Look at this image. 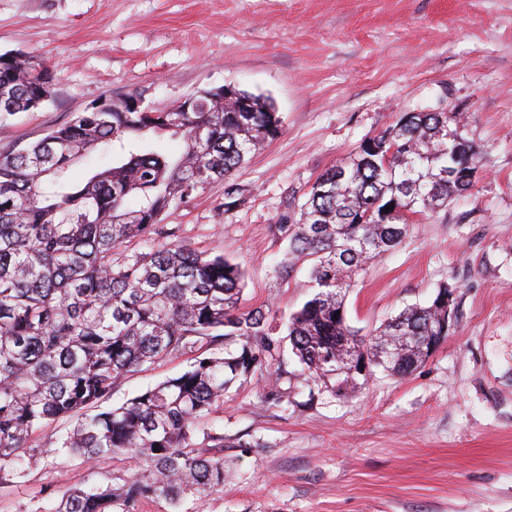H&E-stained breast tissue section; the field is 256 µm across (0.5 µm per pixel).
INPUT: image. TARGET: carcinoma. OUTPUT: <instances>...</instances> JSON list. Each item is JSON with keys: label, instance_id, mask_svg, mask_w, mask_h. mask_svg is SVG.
Segmentation results:
<instances>
[{"label": "carcinoma", "instance_id": "carcinoma-1", "mask_svg": "<svg viewBox=\"0 0 512 512\" xmlns=\"http://www.w3.org/2000/svg\"><path fill=\"white\" fill-rule=\"evenodd\" d=\"M56 77L22 53L0 60V113L52 99ZM198 112H119L93 106L36 143L0 154V479L26 476L30 438L60 420L73 426L56 449L86 463L130 459V479L64 491L50 512H138L145 499L178 509L190 495L224 488V457L194 439L224 404V391L280 355L269 313L240 308L244 273L222 254L186 241L162 218L281 133V118L253 97L251 111L196 96ZM178 143L167 152L160 145ZM93 151L106 161L78 174ZM480 151L457 112H408L365 139L306 192L299 218L278 226L289 254L313 260L312 297L286 323L307 380L358 385L357 361L405 375L432 352L442 285L362 339L346 323L344 297L364 265L396 248L410 216L427 215L473 190ZM394 208L388 212V205ZM131 249L119 262L114 251ZM239 344L202 351L190 368L119 407L103 409L128 374L184 354L203 340Z\"/></svg>", "mask_w": 512, "mask_h": 512}]
</instances>
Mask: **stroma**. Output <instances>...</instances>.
<instances>
[{
    "mask_svg": "<svg viewBox=\"0 0 512 512\" xmlns=\"http://www.w3.org/2000/svg\"><path fill=\"white\" fill-rule=\"evenodd\" d=\"M25 52L57 78L42 108L0 114V154L40 140L103 98L158 109L230 86L267 99L282 132L231 176L163 217L178 239L245 274L244 309L273 323L302 307L310 264L281 275L296 213L326 170L406 112L463 117L480 147L471 196L412 218L345 299L371 335L405 306L454 292V326L412 373L382 369L336 395L306 384L284 351L235 381L212 425L224 435V487L185 512H512V0H0V54ZM185 353L128 375L119 405L185 370ZM281 402L266 400L269 389ZM36 433L25 478L0 482V512H23L127 460L52 452Z\"/></svg>",
    "mask_w": 512,
    "mask_h": 512,
    "instance_id": "35a3bbf8",
    "label": "stroma"
}]
</instances>
